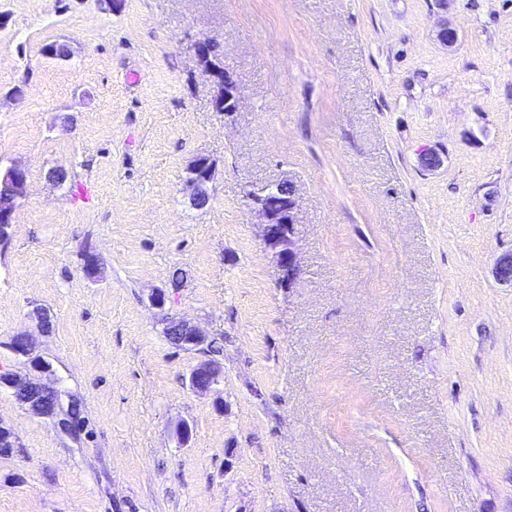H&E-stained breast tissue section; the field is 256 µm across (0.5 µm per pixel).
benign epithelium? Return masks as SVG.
Instances as JSON below:
<instances>
[{"mask_svg": "<svg viewBox=\"0 0 512 512\" xmlns=\"http://www.w3.org/2000/svg\"><path fill=\"white\" fill-rule=\"evenodd\" d=\"M240 92L229 74L217 83V95L213 107L226 114L237 111L240 104ZM26 170L14 165L0 178V240L8 235L9 218L17 203L25 196ZM214 175L213 163L205 156L194 159L188 167L185 187L190 191L191 200L197 207H204L208 201V185ZM248 210L258 218L262 236L272 251L278 283L290 288L300 275V265L295 251V225L298 224V204L295 194L288 195L287 202L274 194L262 196L252 190L244 193ZM496 280L512 287V252L501 254L494 265ZM167 340L183 349H202L208 346L207 335L190 321L169 318L166 324ZM32 340L26 333L11 338L10 348L20 357L31 360L38 375L1 373L0 387L10 390L12 397L29 412L41 417L57 419L58 427L68 432L74 419L73 399H65V393L57 387L42 381L41 375L51 373L50 363L42 359L31 358ZM220 368L212 361L200 364L190 375L189 384L195 392H206L219 382Z\"/></svg>", "mask_w": 512, "mask_h": 512, "instance_id": "obj_1", "label": "benign epithelium"}]
</instances>
